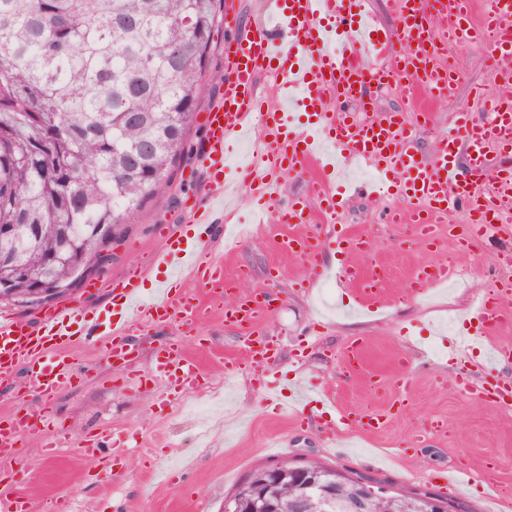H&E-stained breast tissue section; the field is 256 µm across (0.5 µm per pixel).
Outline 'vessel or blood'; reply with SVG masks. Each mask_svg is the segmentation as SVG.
I'll return each mask as SVG.
<instances>
[{
  "label": "vessel or blood",
  "mask_w": 512,
  "mask_h": 512,
  "mask_svg": "<svg viewBox=\"0 0 512 512\" xmlns=\"http://www.w3.org/2000/svg\"><path fill=\"white\" fill-rule=\"evenodd\" d=\"M472 0H400L398 23L379 30L367 10V0H264L266 22L256 25L228 51L224 92L220 102L208 112L211 174L210 202L223 207L228 185L234 177L224 152L227 139L248 134L251 126L262 131V147L243 162L255 196L273 200L284 178L314 168L308 198L289 200L277 208L275 221L287 227L280 246L302 261L310 274L309 284L335 277L337 285L352 286L353 300L368 308L384 288L383 277L372 270L322 265L321 254L330 247L362 249L364 242L347 226L331 229L323 236L298 235L294 229L311 223L313 215L334 217L337 201L331 189L336 180L337 155H344L376 167L378 179L359 184V191L385 195L388 176L398 177L402 208L391 210L387 222L409 224L415 239L433 244L435 228L446 218L449 207L462 205L471 214L464 235L465 247L477 246L488 227L498 223L502 207L512 204V171L490 167L486 144L512 152V94L503 93L490 103L492 118L476 121L471 113L455 115L457 134L440 140L433 158H426L416 147L402 114L389 112L368 119L348 112L353 102H362L368 84L361 64L370 53H391L390 66L375 68L378 79L398 76L408 84H420L432 96L452 93L455 84L451 67H435L430 57L435 47L437 18H444L449 40L480 38L497 58L512 63V0H495L493 14L481 27L469 19ZM274 76L284 94L280 108L264 109L257 92L261 76ZM466 153V165L456 161ZM159 234L165 242L156 265L164 276L157 280L153 295H145L141 283L147 272L129 271L113 282L110 306L104 316L87 318L81 305L56 306L35 321L24 323L0 317V386L14 385L25 377L45 402H52L61 390L72 387L78 375L67 352L73 337L101 335L111 326L131 327L145 320L167 322L178 318L197 321L209 313V300H224V320L245 333L244 355L254 367L275 360L278 347L270 340H259L254 326L269 305L258 293L232 294L224 279V266L206 245L192 246L177 239L171 225H162ZM191 268L210 292L209 299L178 289L182 268ZM452 264L422 268L413 279V290L420 291L433 282L453 276ZM232 301H225V294ZM512 288L484 296L474 304L471 315L476 322L474 339H493L512 323V307L504 297ZM153 371L172 386H200L198 366L178 344L161 347L153 360ZM460 391L468 396L495 397L501 406L512 405V388L472 384L469 377L458 380ZM337 421H351L355 428L371 432L388 423L385 414L364 411ZM49 415L32 420L26 411L0 420V457L14 455L21 438L39 425H50Z\"/></svg>",
  "instance_id": "b4317fda"
}]
</instances>
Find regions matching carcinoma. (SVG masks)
<instances>
[{
	"label": "carcinoma",
	"instance_id": "1",
	"mask_svg": "<svg viewBox=\"0 0 512 512\" xmlns=\"http://www.w3.org/2000/svg\"><path fill=\"white\" fill-rule=\"evenodd\" d=\"M223 0H0V240L19 267L66 282L57 251L96 246L164 194L223 22ZM72 228L68 245L58 235Z\"/></svg>",
	"mask_w": 512,
	"mask_h": 512
}]
</instances>
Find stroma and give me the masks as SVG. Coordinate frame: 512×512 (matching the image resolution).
<instances>
[{
    "instance_id": "35a3bbf8",
    "label": "stroma",
    "mask_w": 512,
    "mask_h": 512,
    "mask_svg": "<svg viewBox=\"0 0 512 512\" xmlns=\"http://www.w3.org/2000/svg\"><path fill=\"white\" fill-rule=\"evenodd\" d=\"M223 34H215L207 70L211 75L201 94L185 153L177 162L168 191L149 200L134 223L112 246V261L91 278L103 283L121 278L130 268L151 265L163 242L157 225H172L192 239L194 209L206 207L210 184L204 150L206 117L221 96L217 77L224 72ZM445 55L455 59L458 78L451 96L413 108L401 83L389 81L375 89L371 111L400 112L425 156H432L440 139L451 136L452 113L469 110L483 118V99L503 92L504 80L488 64L490 51L481 40L447 44ZM396 198L375 201L363 196L345 199L336 221L349 225L370 242L367 252L327 250V265H382L386 275L384 310L358 319L319 311L315 296L304 288L305 268L284 252L283 230L266 225L245 240L238 251L225 252L224 239H211L213 256L224 264V275L241 293L268 290L272 304L260 322L262 331L279 346L275 363L260 374L245 370L232 383L224 381V364L238 359L242 332L224 321L223 307L189 326L182 321L134 327L128 336L133 361L118 375L98 343L79 338L73 348L75 369L85 375L82 386L60 392L44 403L25 384L0 392V418L18 410L49 412L52 423L22 441L15 457L0 459V476L27 500L31 512H48L64 501L66 512H220L224 497L255 468L283 458L318 461L391 484L405 494L432 490L454 501L458 512H512V502L481 493L478 479L497 469L501 483L512 487V411L466 396L448 386L453 372L447 348L431 353L438 322L432 303L453 304L464 311L473 296L512 273L498 258L512 251V236L490 235L476 250H464L457 238L440 234L435 246L414 245L408 224H385L383 210ZM453 263L464 282L414 294L409 290L416 268ZM363 338L365 366L349 373L341 352L349 340ZM178 343L199 366L203 385L195 400L209 408L203 429L185 420L180 408L185 392L169 388L151 369L160 342ZM304 361H297V351ZM316 383L346 413L388 412L391 422L377 434L344 439L341 447L325 448L320 436L321 412L310 406L302 423L270 406L268 385ZM428 418L447 425V432L421 444L417 432ZM59 434L66 450L51 454L44 446ZM99 433L123 445L108 469L97 460L75 454L85 437ZM467 468L468 487L448 485L449 469Z\"/></svg>"
}]
</instances>
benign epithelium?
I'll return each instance as SVG.
<instances>
[{"instance_id":"obj_1","label":"benign epithelium","mask_w":512,"mask_h":512,"mask_svg":"<svg viewBox=\"0 0 512 512\" xmlns=\"http://www.w3.org/2000/svg\"><path fill=\"white\" fill-rule=\"evenodd\" d=\"M12 277L29 284L27 288H14L10 280L0 282V301L37 306L53 301L72 290V287L54 288L48 285L39 272L18 271ZM355 476L335 468H311L305 462L295 461L282 470L278 465L262 466L239 488L225 499V512H240L244 507L252 512H279L287 507L292 512H330L339 498L338 490L353 486L352 512H374L377 501H387L392 512H448V502L441 496L429 493L412 499L408 507L400 508L401 497L392 487L379 482L353 485ZM292 482L299 488V495L285 506L277 495L278 487Z\"/></svg>"}]
</instances>
